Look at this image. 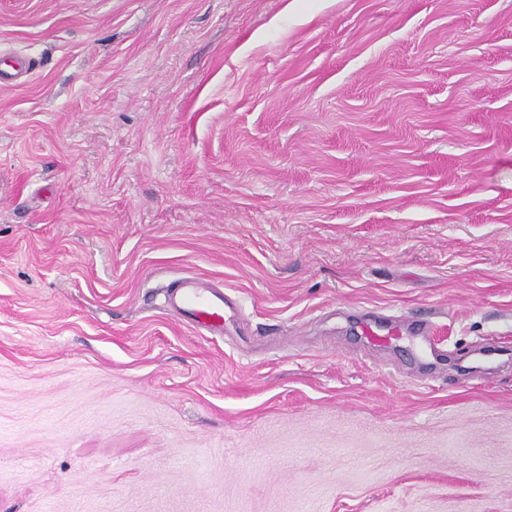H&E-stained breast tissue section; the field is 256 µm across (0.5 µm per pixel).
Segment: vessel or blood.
I'll return each instance as SVG.
<instances>
[{"label":"vessel or blood","instance_id":"b4317fda","mask_svg":"<svg viewBox=\"0 0 512 512\" xmlns=\"http://www.w3.org/2000/svg\"><path fill=\"white\" fill-rule=\"evenodd\" d=\"M182 321L214 334L223 333L235 312L226 303L219 284L200 277H185L173 284Z\"/></svg>","mask_w":512,"mask_h":512}]
</instances>
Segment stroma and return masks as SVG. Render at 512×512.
I'll list each match as a JSON object with an SVG mask.
<instances>
[{
	"mask_svg": "<svg viewBox=\"0 0 512 512\" xmlns=\"http://www.w3.org/2000/svg\"><path fill=\"white\" fill-rule=\"evenodd\" d=\"M286 2L0 0V512H512V0ZM182 321L214 334H224L235 312L226 303L223 286L200 277H185L171 284Z\"/></svg>",
	"mask_w": 512,
	"mask_h": 512,
	"instance_id": "obj_1",
	"label": "stroma"
}]
</instances>
